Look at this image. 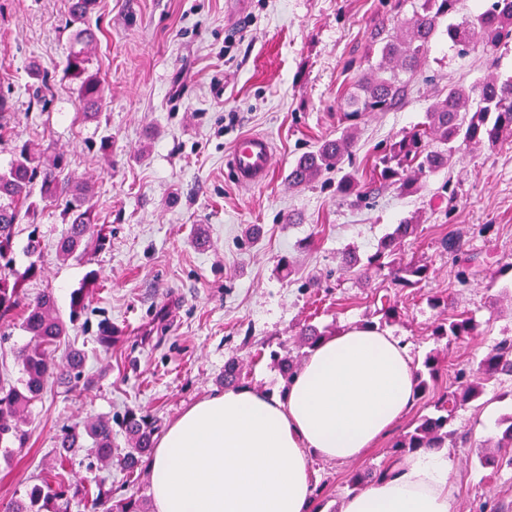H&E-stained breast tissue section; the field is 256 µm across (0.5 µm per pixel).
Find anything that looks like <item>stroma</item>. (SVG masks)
<instances>
[{
	"label": "stroma",
	"mask_w": 512,
	"mask_h": 512,
	"mask_svg": "<svg viewBox=\"0 0 512 512\" xmlns=\"http://www.w3.org/2000/svg\"><path fill=\"white\" fill-rule=\"evenodd\" d=\"M381 14L378 0H248L242 10L230 0H97L91 67L104 78L107 99L99 122L86 123L62 78L74 31L69 0H0V94L14 104L13 138L0 143V168L17 141L47 156L66 152L70 172L93 180L98 218L110 234L104 250L64 261L55 250L65 229L60 208L39 217L44 272L27 283L28 297L52 292L65 314L88 271L98 282L69 330L86 354L83 378L49 380L29 409L23 461L0 448V512L63 469L55 450L67 426L136 408L165 432L187 407L220 392L231 358L243 361L249 387L281 394L285 381L263 343L295 335L303 323L337 333L375 319L382 304H397L403 318L389 333L408 344L415 363L434 349L441 355L437 394L455 386L459 373H475L489 349L512 336V273L500 271L512 262L511 141L466 151L450 173L422 179L410 195L390 187L360 204L345 201L336 195V171L305 187L288 183L300 155L351 125L336 100L360 77L358 59ZM34 62L55 84L43 109L30 106L26 90ZM489 68L512 78V49L492 65L435 45L403 106L351 125L344 169L370 184L376 155L423 122L437 90L470 84ZM250 133L265 134L274 147L270 176L256 187L239 185L226 162L236 139ZM104 138L112 141L108 157L98 151ZM411 216L419 227L400 255L429 266L426 282L397 288L342 267L343 252H375ZM253 224L261 235L251 243L245 230ZM456 230L464 233L465 254L457 262L441 248ZM284 255L296 270L288 278L278 269ZM431 295L447 298V307L431 308ZM453 311L472 315L478 336L434 342L431 324ZM105 323L125 331L108 351L97 342ZM509 415L506 375L487 385L478 405L456 412L450 428L467 436L469 448L448 453L459 512H483L486 503L512 512V468L493 475L476 457ZM408 424L401 419L359 460L313 463L326 512L349 496L355 471L396 462L392 446ZM114 442L116 461L103 472L89 469L90 448L75 449L64 467L69 480L105 478L116 500L148 495V470L122 471L126 441L118 433Z\"/></svg>",
	"instance_id": "1"
}]
</instances>
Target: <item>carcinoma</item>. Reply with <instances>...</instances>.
<instances>
[{
  "mask_svg": "<svg viewBox=\"0 0 512 512\" xmlns=\"http://www.w3.org/2000/svg\"><path fill=\"white\" fill-rule=\"evenodd\" d=\"M384 9L369 33L362 54L365 68L354 90L336 100L337 111L353 121L369 112H388L402 104L409 84L428 62L432 47L444 40L460 55L476 51L495 58L502 49L512 46V0H481L474 12H467L464 0H380ZM96 0H70L69 15L81 24L75 31V42L64 61V76L76 84L81 117L97 122L106 99L105 81L89 70L87 51L98 39L99 29L90 23ZM34 80L30 105L44 106L52 94L53 84L48 72L39 68L31 71ZM10 98L0 95V142L12 139ZM512 137V78L501 80L491 75L470 86L450 84L438 93V98L425 111V122L392 143L377 155L374 172L383 186H394L402 192L415 188L419 181L455 164L459 152L472 145L495 146L503 137ZM354 136L349 130L335 139L322 141L313 150L301 155L288 173V183L302 187L324 172L341 165L351 153ZM64 154L45 157L24 143L14 148V158L8 168L0 169V321L19 322L30 336L29 344L20 353L23 378L13 384L0 380V444L27 447L29 437L23 429L24 416L31 403L39 397L56 364L52 354L68 335L87 307L89 293L95 287L96 275L90 273L70 294L69 316L63 318L56 307L55 297L45 292L33 300L26 297L25 285L39 277L38 264L43 251L36 220L43 207L51 204L61 208L68 227L56 244L62 260L82 259L91 248L102 249L108 242L105 226L95 223L97 195L93 183L75 177H65ZM336 195L359 202L367 196L354 175L345 174L336 185ZM27 224L30 231L24 241H18V227ZM417 223L404 219L380 242L377 251L365 263L347 253L344 267L357 269L359 276L370 279L387 271L393 285L401 288L419 284L429 276V267L399 257L402 241L414 234ZM464 245L463 233L446 236L443 251L458 257ZM30 259L24 270L16 268L17 251ZM378 322L369 325L383 328L401 319L396 305L383 306ZM478 324L465 313H453L434 323L431 336L464 340L477 335ZM328 330L308 324L300 332V346L313 350L327 336ZM85 354L70 348L63 357V369L75 376L83 372ZM270 359L285 381H290L302 366V356L291 355L288 341L281 340L270 351ZM441 370L438 354L432 352L416 372L417 398L430 393L431 383ZM243 368L236 360L224 363L220 383L226 388L245 386ZM502 375H512V338L498 341L479 361L477 376L460 383L455 389L439 394L428 402L434 412L418 416L408 431L394 444L400 455L420 448H440L454 439L448 430L454 412L477 401L487 383ZM128 450L121 460L128 474L139 468L142 458L151 454L155 428L151 419L129 411L120 423ZM92 440L93 454L101 462L112 460L114 437L110 420L100 417L63 430L57 447L61 448L60 465L67 461L66 451L82 447L84 438ZM482 468L493 473L503 466H512V424L501 436L483 446L477 454ZM385 470L357 471L349 478L348 488L356 494L371 481L382 477ZM77 499L89 512H97L104 500L91 494L83 485H70L64 478L41 480L12 501L7 512H70L71 501ZM107 512H150L147 501L130 495L114 502Z\"/></svg>",
  "mask_w": 512,
  "mask_h": 512,
  "instance_id": "obj_1",
  "label": "carcinoma"
}]
</instances>
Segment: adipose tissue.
<instances>
[{
    "mask_svg": "<svg viewBox=\"0 0 512 512\" xmlns=\"http://www.w3.org/2000/svg\"><path fill=\"white\" fill-rule=\"evenodd\" d=\"M415 371L400 340L354 326L322 339L284 396L202 399L146 460L154 512H325L313 461L361 459L415 404ZM340 512H458L447 448L407 454Z\"/></svg>",
    "mask_w": 512,
    "mask_h": 512,
    "instance_id": "adipose-tissue-1",
    "label": "adipose tissue"
}]
</instances>
